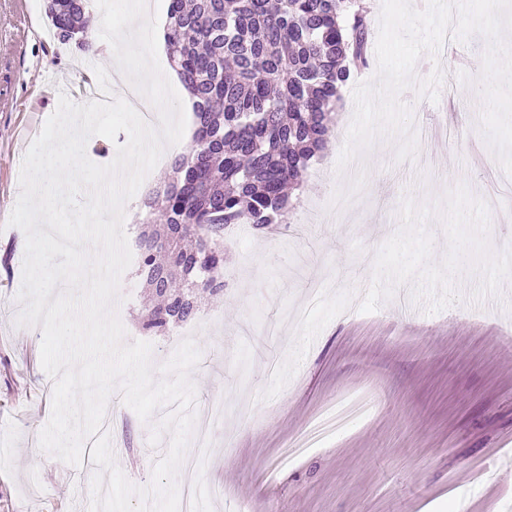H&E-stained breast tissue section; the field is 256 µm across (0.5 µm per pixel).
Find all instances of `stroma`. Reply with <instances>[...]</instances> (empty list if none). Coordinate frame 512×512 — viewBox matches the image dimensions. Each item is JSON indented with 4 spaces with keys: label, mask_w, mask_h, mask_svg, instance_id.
Masks as SVG:
<instances>
[{
    "label": "stroma",
    "mask_w": 512,
    "mask_h": 512,
    "mask_svg": "<svg viewBox=\"0 0 512 512\" xmlns=\"http://www.w3.org/2000/svg\"><path fill=\"white\" fill-rule=\"evenodd\" d=\"M486 46L472 37L440 54L438 101L401 95L414 120L454 131L433 141L428 163L397 160L390 138L377 158L337 173L354 114L353 94L342 90L333 144L312 159L286 223L225 239L224 295L198 313L221 323L199 330L190 372L195 414L224 401V425L197 461L198 493L223 492L213 512L237 502L249 512H457L461 499L467 512H512V348L502 343L512 333V278L479 302L478 274L455 278L459 301L435 314L408 312L406 285L375 312L342 311L360 302L404 196L427 204L461 183L479 199L491 189L500 166L470 107ZM97 66L95 52L52 37L44 0H0V512L89 509L76 487L91 460L70 465L39 446L53 381L41 332L17 323L25 236L7 220L23 157L57 108L55 81L85 103L82 76ZM119 293L126 342L153 340L152 360L164 363L166 337L141 326L146 294L134 269ZM363 396L373 404L367 419L277 469L282 449L332 403ZM168 412L146 423L116 405L114 457L135 485L149 483L169 448L166 433L149 442Z\"/></svg>",
    "instance_id": "35a3bbf8"
}]
</instances>
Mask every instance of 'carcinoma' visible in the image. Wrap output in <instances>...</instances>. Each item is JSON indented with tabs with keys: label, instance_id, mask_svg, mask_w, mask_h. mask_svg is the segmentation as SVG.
I'll return each mask as SVG.
<instances>
[{
	"label": "carcinoma",
	"instance_id": "obj_1",
	"mask_svg": "<svg viewBox=\"0 0 512 512\" xmlns=\"http://www.w3.org/2000/svg\"><path fill=\"white\" fill-rule=\"evenodd\" d=\"M60 43L93 30L85 0H46ZM172 67L194 99L195 132L143 206L142 287L164 335L224 294V225L284 223L286 186L334 136L332 114L368 65L371 21L357 0H169ZM183 234L181 250L166 244Z\"/></svg>",
	"mask_w": 512,
	"mask_h": 512
}]
</instances>
